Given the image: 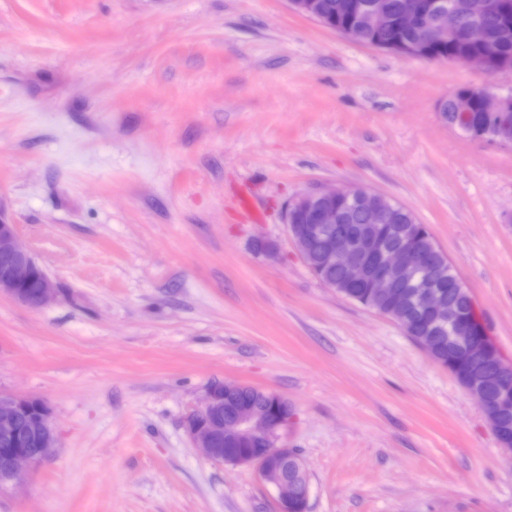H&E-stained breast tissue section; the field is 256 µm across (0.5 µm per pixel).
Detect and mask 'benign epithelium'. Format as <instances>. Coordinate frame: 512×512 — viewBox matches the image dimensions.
<instances>
[{"label": "benign epithelium", "mask_w": 512, "mask_h": 512, "mask_svg": "<svg viewBox=\"0 0 512 512\" xmlns=\"http://www.w3.org/2000/svg\"><path fill=\"white\" fill-rule=\"evenodd\" d=\"M292 10L327 26L324 4L321 0H288ZM337 14L353 22H362L373 32L386 27L389 18L385 3H376L370 11L363 9L358 0H339ZM435 18L436 41H448V34L459 27V15L453 8L433 0H410L407 8L396 19L397 26L410 32L421 33ZM424 40L415 37L410 42L378 43L377 48L405 56H420ZM448 62L470 63L492 77L509 75L512 68L490 54L460 52L446 58ZM480 106L494 120L498 138L496 142L512 144V94L494 95L484 90ZM440 119L446 125L460 130L472 140L479 139L470 125V114L459 112L450 120ZM383 196L358 187L330 189L303 194L288 206L287 227L307 265L322 270L339 268L343 273L341 285L363 283L372 296L397 312L404 295L394 288L397 273H409L426 267L433 256L442 260L446 268L448 257L437 246L424 252L417 250L413 239L392 244L381 235V228L389 223L390 209L382 202ZM349 200L364 212L368 228L365 233L350 236L338 228L341 213L336 201ZM39 267L29 248L19 242L17 225L0 219V294L16 302L39 308L58 294L57 284L47 273H42V285L36 295L26 293L21 285L33 269ZM420 311L437 323L450 327L448 344L454 347L448 371L485 414L496 431L501 448L512 459V436L498 431L501 415L509 400L504 385L468 369L475 360L491 362L499 373L512 370L499 357L496 346L488 338L465 307H453L440 291L427 287L419 295ZM241 384L219 382L210 385L200 405L184 419V428L196 447L211 460L257 468L261 477L278 492L277 512H306L309 483L301 457L293 458V472H288L290 449L276 445L278 432L292 419L288 403L277 396L257 391L266 400L275 401L272 408L257 401L244 402L238 398ZM25 397L0 394V485L18 482L26 470L55 454L58 445L53 419L48 411L32 422L37 447L27 448L26 436L20 427Z\"/></svg>", "instance_id": "obj_1"}]
</instances>
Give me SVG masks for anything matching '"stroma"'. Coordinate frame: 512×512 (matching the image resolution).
<instances>
[{"instance_id": "1", "label": "stroma", "mask_w": 512, "mask_h": 512, "mask_svg": "<svg viewBox=\"0 0 512 512\" xmlns=\"http://www.w3.org/2000/svg\"><path fill=\"white\" fill-rule=\"evenodd\" d=\"M512 77L405 57L287 0H0V218L60 286L0 296V392L53 457L0 512H276L183 427L216 381L288 401L307 512H512V461L456 379L325 286L296 195L355 186L429 227L512 366V146L439 107ZM251 189L261 221L241 219Z\"/></svg>"}]
</instances>
